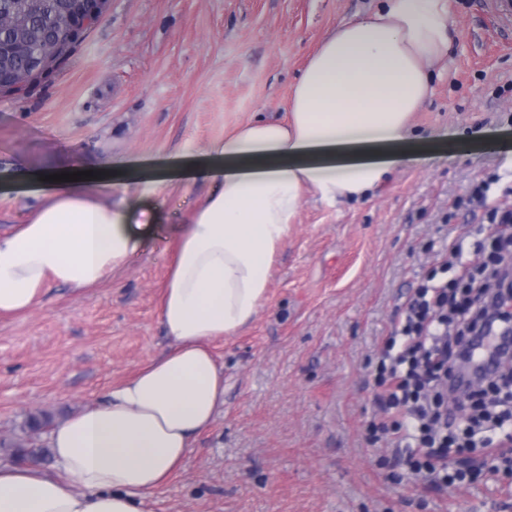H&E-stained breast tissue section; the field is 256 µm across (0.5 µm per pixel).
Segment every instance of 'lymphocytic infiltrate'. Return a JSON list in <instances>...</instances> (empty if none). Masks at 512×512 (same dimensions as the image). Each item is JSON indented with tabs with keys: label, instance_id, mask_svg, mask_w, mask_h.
<instances>
[{
	"label": "lymphocytic infiltrate",
	"instance_id": "obj_1",
	"mask_svg": "<svg viewBox=\"0 0 512 512\" xmlns=\"http://www.w3.org/2000/svg\"><path fill=\"white\" fill-rule=\"evenodd\" d=\"M499 230L493 252L460 275L425 284L405 302L397 339L389 340L376 375L380 412L399 414L401 422L380 423L393 447L411 441L407 463L413 473L436 486L460 483L468 471L449 454L452 446L472 448L478 435L512 419V366L466 390L448 403V377L470 337L481 335L490 315L512 324V212L488 211ZM464 422V435L449 440L447 430Z\"/></svg>",
	"mask_w": 512,
	"mask_h": 512
}]
</instances>
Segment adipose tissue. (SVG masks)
Returning a JSON list of instances; mask_svg holds the SVG:
<instances>
[{
  "label": "adipose tissue",
  "instance_id": "1",
  "mask_svg": "<svg viewBox=\"0 0 512 512\" xmlns=\"http://www.w3.org/2000/svg\"><path fill=\"white\" fill-rule=\"evenodd\" d=\"M448 0H377L339 23L293 87L283 118L259 117L212 144L198 172L213 191L175 240L159 316L168 350L59 422L57 466H0V512H146L224 407L215 353L267 299L272 266L306 194L366 200L392 160L423 142L411 115L448 54ZM138 171L59 183L25 224L0 235V314L37 308L45 288L98 287L141 252L124 197ZM123 194L113 202L100 190Z\"/></svg>",
  "mask_w": 512,
  "mask_h": 512
}]
</instances>
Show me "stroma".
<instances>
[{"label": "stroma", "mask_w": 512, "mask_h": 512, "mask_svg": "<svg viewBox=\"0 0 512 512\" xmlns=\"http://www.w3.org/2000/svg\"><path fill=\"white\" fill-rule=\"evenodd\" d=\"M372 0H109L74 51L20 97L0 95V231L47 191L29 173L76 161L144 178L154 208L140 254L100 286L46 288L0 316V442L40 410L103 397L167 349L159 317L178 229L211 183L184 169L259 115L274 117L325 35ZM453 37L418 135L451 140L452 162L392 166L365 202L306 198L267 300L226 338L224 409L148 512H512V474L482 466L437 490L369 425L374 370L406 298L446 256L470 264L493 240L486 211L512 208V20L489 0H450ZM174 176L154 184L152 172ZM495 177L485 206L474 184Z\"/></svg>", "instance_id": "35a3bbf8"}]
</instances>
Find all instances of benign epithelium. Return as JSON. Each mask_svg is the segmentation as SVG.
Listing matches in <instances>:
<instances>
[{"label": "benign epithelium", "instance_id": "obj_1", "mask_svg": "<svg viewBox=\"0 0 512 512\" xmlns=\"http://www.w3.org/2000/svg\"><path fill=\"white\" fill-rule=\"evenodd\" d=\"M32 0H17L20 8L6 17L0 14V28L15 29L16 35L6 49L0 48V94L19 95L29 89L37 77L50 71L51 47L69 46L81 32L95 25L108 0H61L56 24L34 30L25 25L23 6Z\"/></svg>", "mask_w": 512, "mask_h": 512}]
</instances>
